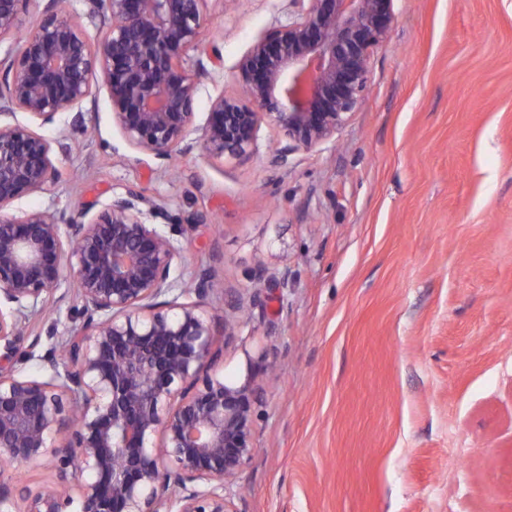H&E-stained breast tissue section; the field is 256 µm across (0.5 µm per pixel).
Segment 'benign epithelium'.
I'll use <instances>...</instances> for the list:
<instances>
[{
  "label": "benign epithelium",
  "instance_id": "1",
  "mask_svg": "<svg viewBox=\"0 0 512 512\" xmlns=\"http://www.w3.org/2000/svg\"><path fill=\"white\" fill-rule=\"evenodd\" d=\"M30 0H0V40L15 35ZM89 38L62 0L0 59V117L21 111L38 125L81 115L101 72L112 117L133 148L168 163L193 149L195 70L205 0H87ZM393 0H289L288 19L238 64L244 95L217 96L197 140L211 159L259 152L262 126L285 144L271 161L290 169L321 149L363 100L375 47L390 35ZM51 142L29 125L0 122V456L28 468L50 456L51 478L31 488L0 480V512H240L228 480L252 456L255 376L229 383L217 362L234 335L206 316L215 292L203 271L176 288V229L129 188L96 211L17 214L15 202L54 193ZM254 285L288 288L284 269L258 266ZM71 281L78 327L44 374L16 368L20 344L40 336L28 320L54 307Z\"/></svg>",
  "mask_w": 512,
  "mask_h": 512
}]
</instances>
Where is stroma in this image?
Instances as JSON below:
<instances>
[{"label": "stroma", "instance_id": "obj_1", "mask_svg": "<svg viewBox=\"0 0 512 512\" xmlns=\"http://www.w3.org/2000/svg\"><path fill=\"white\" fill-rule=\"evenodd\" d=\"M286 0H208L223 62L196 78L197 123L238 94L240 59L286 17ZM363 105L335 148L281 169L259 153L223 162L195 149L164 164L112 119L101 76L83 106L44 126L54 195L16 212L76 213L135 188L178 237L179 285L214 270L224 293L257 265L267 284L224 346L226 380L255 373L252 458L230 490L240 512H512V0H394ZM67 293L32 321L41 341L76 326Z\"/></svg>", "mask_w": 512, "mask_h": 512}]
</instances>
